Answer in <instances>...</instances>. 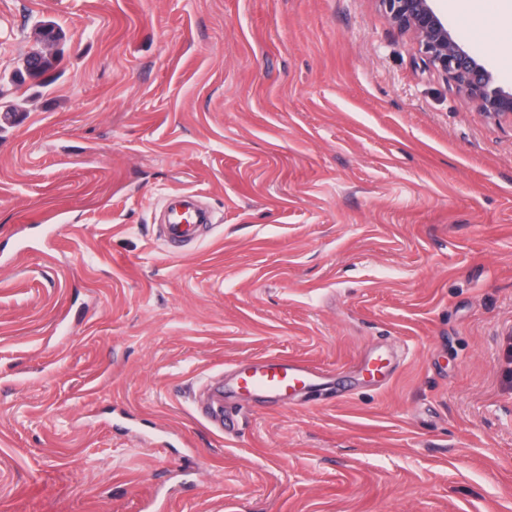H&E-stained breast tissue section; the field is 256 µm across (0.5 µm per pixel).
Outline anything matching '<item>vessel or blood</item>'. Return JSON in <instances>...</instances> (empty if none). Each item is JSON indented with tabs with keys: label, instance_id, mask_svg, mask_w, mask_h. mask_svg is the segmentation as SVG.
<instances>
[{
	"label": "vessel or blood",
	"instance_id": "1",
	"mask_svg": "<svg viewBox=\"0 0 512 512\" xmlns=\"http://www.w3.org/2000/svg\"><path fill=\"white\" fill-rule=\"evenodd\" d=\"M191 212L190 199L168 204L167 221L160 227L164 241L178 244L195 238L199 231L198 225L185 221L186 215ZM317 375L315 368L299 359L258 356L235 365L233 390L250 400L280 404L286 402L290 395L311 386ZM195 401L208 425L215 431H223V374L210 375L201 380Z\"/></svg>",
	"mask_w": 512,
	"mask_h": 512
}]
</instances>
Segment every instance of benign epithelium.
<instances>
[{"mask_svg": "<svg viewBox=\"0 0 512 512\" xmlns=\"http://www.w3.org/2000/svg\"><path fill=\"white\" fill-rule=\"evenodd\" d=\"M391 24L411 34L424 68L453 83L484 117L512 118V89L497 85L482 60L448 30L432 0H377Z\"/></svg>", "mask_w": 512, "mask_h": 512, "instance_id": "7a95c632", "label": "benign epithelium"}]
</instances>
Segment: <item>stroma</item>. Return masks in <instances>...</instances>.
Returning <instances> with one entry per match:
<instances>
[{
	"label": "stroma",
	"mask_w": 512,
	"mask_h": 512,
	"mask_svg": "<svg viewBox=\"0 0 512 512\" xmlns=\"http://www.w3.org/2000/svg\"><path fill=\"white\" fill-rule=\"evenodd\" d=\"M433 7L512 87L501 0ZM1 103L0 512H512V121L376 0H0ZM259 355L326 383L214 433ZM40 48L30 52L26 59L25 71L32 78L41 77L60 62V57L46 55ZM195 195L185 194L176 197L184 199L169 203L167 206V223L160 224L161 236L169 244L191 241L195 238L202 224H186L185 216L191 214L193 219L192 198ZM196 408L208 425L224 432V373L209 375L200 381L195 396Z\"/></svg>",
	"instance_id": "stroma-1"
}]
</instances>
